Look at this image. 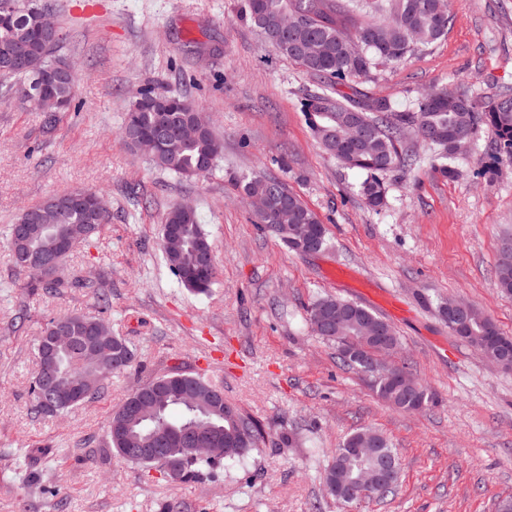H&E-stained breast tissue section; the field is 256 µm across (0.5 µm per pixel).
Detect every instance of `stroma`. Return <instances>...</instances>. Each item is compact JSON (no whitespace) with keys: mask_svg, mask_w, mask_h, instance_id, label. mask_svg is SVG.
Returning <instances> with one entry per match:
<instances>
[{"mask_svg":"<svg viewBox=\"0 0 512 512\" xmlns=\"http://www.w3.org/2000/svg\"><path fill=\"white\" fill-rule=\"evenodd\" d=\"M57 54L76 71L75 110L46 113L0 88V512H496L512 497V370L450 330L439 314L457 299L512 337V296L495 285L512 235V161L487 180V129L457 156L455 178L432 170L435 151L384 175L388 204L359 194L363 172L327 154L303 102L316 80L268 47L242 18L244 0H59ZM448 31L358 85L413 111L428 89L478 97L512 89V0H451ZM202 108L223 151L188 179L127 147L126 113L144 87ZM278 178L327 229L305 255L255 224L239 183ZM100 190L111 219L63 262L69 278L105 279L111 307L88 288L27 289L7 248L18 213L46 197ZM193 204L214 251L216 282L184 288L161 252L173 206ZM333 296L361 304L400 338L405 365L434 401L403 412L344 366L308 310ZM70 311L105 315L136 344L142 367L64 415L31 411L35 339ZM174 369L202 374L258 425L260 451L190 483L104 452L111 412L131 388ZM382 431L400 476L387 497L354 504L323 475L355 430ZM290 443H282V435Z\"/></svg>","mask_w":512,"mask_h":512,"instance_id":"obj_1","label":"stroma"}]
</instances>
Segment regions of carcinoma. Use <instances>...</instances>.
<instances>
[{"label":"carcinoma","instance_id":"1","mask_svg":"<svg viewBox=\"0 0 512 512\" xmlns=\"http://www.w3.org/2000/svg\"><path fill=\"white\" fill-rule=\"evenodd\" d=\"M10 7L22 11L35 8L52 14L57 10L53 0H0V10ZM244 18L265 44L297 63L306 74L323 80L305 103L309 127L327 153L334 157L343 152L351 154L350 168L366 173L360 194L370 208L379 210L387 205V190L380 174L411 167L417 162L415 145L408 139L410 134L440 149L434 171L443 177H455L456 170L448 160L454 157L455 148L473 139L481 126L491 132L495 145L493 162L484 166L482 174L491 180L496 173V162L512 159V92L509 90L484 99L435 87L417 102L413 112H400L385 98L371 97L360 103L348 95L335 97L329 91L335 85L366 78L381 65H398L414 45L442 37L448 29L449 0H392L389 16L383 19L361 18L347 0H245ZM5 50L20 55L35 53L27 26L0 27V62ZM196 111L198 107L182 94L145 88L142 102L132 105L127 112L122 137L126 140L134 131L151 134L162 127L166 129L165 146L153 153L154 163L182 177H204L212 171L223 146L209 127L190 137L181 134L187 114ZM240 188L245 197L261 200L270 212L268 220L257 217L255 223L267 224L289 248L300 251L291 237L307 224L318 230L320 248H325L326 228L281 180L252 174L241 181ZM109 218L108 213L90 217L82 209L69 205L65 193L22 210L11 225L8 238L15 270L22 272L23 256L28 252L52 253L56 236L77 235L84 226L105 224ZM164 223L182 225L181 235L162 237L164 261L183 287L197 294L207 293L214 284L216 268H211L200 283L183 280V274L196 266L199 249L211 248L198 215L176 206L165 214ZM495 277L499 291L512 295V240L503 241ZM73 285L74 282L59 274L26 283L28 288H41L48 293ZM457 313L464 321L462 336L483 355L495 358L491 347L494 340L512 345V338L503 335L493 320L475 307L459 308ZM309 318L322 326L330 325L331 330L323 329L321 334L336 342L342 362L366 377L380 400L404 412L419 411L433 401V395L424 385H409L385 374L386 358L397 349L398 336L380 316L356 302L325 297L313 304ZM55 321L74 328L75 335L82 336V326L93 318L72 311ZM98 324L100 334L110 337L109 351L101 360L107 374L82 372L75 354L65 358L64 367L75 375H84L88 389L58 408L60 412L98 398L112 376L139 365L137 348L126 338L112 335L107 320L100 318ZM371 327L381 329L385 339L380 342L370 339ZM41 375L42 370H36L32 381L33 409L47 412L49 406L45 403ZM173 378L181 380V397H163L139 418L128 417L122 406L112 412L106 444L116 455H121L123 448L144 445L151 432L160 426L179 430L192 422L211 427L228 459L259 450L260 433L255 423L238 408H233L230 416L224 412V401L209 400L210 394L223 388L206 377L175 369L146 380L144 385ZM168 448L166 462H145L143 466L155 467L170 480L184 482L198 477L201 467L213 465L209 460L197 458L177 436ZM398 467L397 451L388 438L377 430L365 428L351 434L336 449L324 481L336 486L333 497L343 501L363 472L384 468L389 482L371 493L373 498H382L394 491Z\"/></svg>","mask_w":512,"mask_h":512}]
</instances>
